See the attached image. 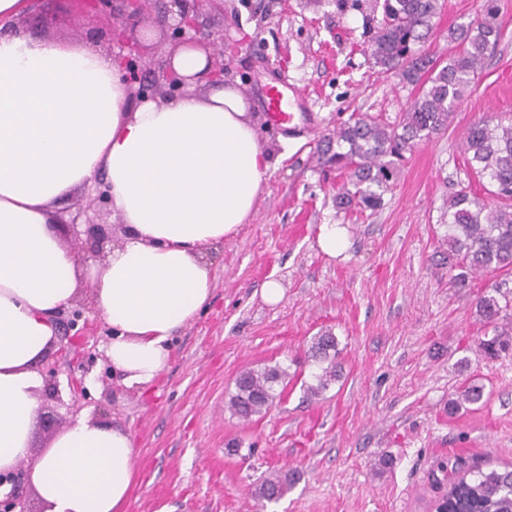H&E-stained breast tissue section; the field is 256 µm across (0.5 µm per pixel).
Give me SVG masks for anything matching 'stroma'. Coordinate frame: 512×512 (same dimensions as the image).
Returning a JSON list of instances; mask_svg holds the SVG:
<instances>
[{"label":"stroma","instance_id":"stroma-1","mask_svg":"<svg viewBox=\"0 0 512 512\" xmlns=\"http://www.w3.org/2000/svg\"><path fill=\"white\" fill-rule=\"evenodd\" d=\"M502 35L486 54L477 86L448 130L408 152L398 179L375 211L337 209L346 176L320 165L318 140L351 113L395 117L417 86L382 73L365 50V11H337L333 0H226L205 6L212 26L236 44L234 86L249 105L271 166L246 224L212 254L207 304L176 336L167 367L147 389L126 387L105 353L111 328L77 351L51 347L40 372L57 368L84 381L79 409L132 433L135 485L126 512H432L441 495L438 464L455 455L459 470L512 466V352L490 360L477 346L490 333L476 309L492 281L512 291V273L475 275L457 287L444 262L448 198L486 190L461 150L479 119L512 113V0H497ZM484 0H444L429 42L448 55V29L480 18ZM38 0L21 29L114 53L109 21L72 0L57 4L53 28L35 23ZM303 98L291 126L270 117V85ZM346 232L337 256L318 245L321 225ZM282 288L269 303L264 286ZM331 331L340 376L318 399L306 388L319 372L308 348ZM280 366L282 400L242 423L226 408L240 371ZM470 382L482 404L449 414ZM66 407L39 397L31 448L16 465L29 472L72 420ZM296 480L276 503L252 496L270 471Z\"/></svg>","mask_w":512,"mask_h":512}]
</instances>
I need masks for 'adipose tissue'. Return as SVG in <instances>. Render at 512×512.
<instances>
[{
  "instance_id": "adipose-tissue-1",
  "label": "adipose tissue",
  "mask_w": 512,
  "mask_h": 512,
  "mask_svg": "<svg viewBox=\"0 0 512 512\" xmlns=\"http://www.w3.org/2000/svg\"><path fill=\"white\" fill-rule=\"evenodd\" d=\"M27 7L0 0V472L28 452L44 387L37 365L81 277L112 327L113 371L129 388L151 383L209 299L206 249L246 222L270 168L237 89L200 81L203 51L172 56L191 79L182 96L136 104L112 56L8 33ZM98 174L126 234L105 264L82 269L49 226ZM28 481L46 512H124L133 436L79 417Z\"/></svg>"
}]
</instances>
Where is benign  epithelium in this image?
<instances>
[{"label":"benign epithelium","mask_w":512,"mask_h":512,"mask_svg":"<svg viewBox=\"0 0 512 512\" xmlns=\"http://www.w3.org/2000/svg\"><path fill=\"white\" fill-rule=\"evenodd\" d=\"M153 2L157 20L164 38L178 47L202 49L207 54L208 65L204 78L210 82L232 80L233 58L225 57L224 30H212L202 20L201 3L204 0H77L88 15H105L112 18V43L127 53L118 56L122 77L134 100L171 98L185 90L188 78L173 69L171 56H160L153 61L154 75L147 81L143 76L141 49L148 41V34L138 29L144 4ZM87 250L93 257L105 258L104 244L109 236L102 224H88L84 230ZM12 490L0 500V512H42L30 504L25 474L17 473L10 479Z\"/></svg>","instance_id":"benign-epithelium-1"}]
</instances>
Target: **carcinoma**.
Instances as JSON below:
<instances>
[{"label": "carcinoma", "mask_w": 512, "mask_h": 512, "mask_svg": "<svg viewBox=\"0 0 512 512\" xmlns=\"http://www.w3.org/2000/svg\"><path fill=\"white\" fill-rule=\"evenodd\" d=\"M366 19L376 22V31L366 47L374 64L384 73L420 87L397 120L386 121L367 113H353L336 127L333 135L317 146L320 163L347 174V185L336 194V208L361 212L382 206L383 194L397 179L404 154L418 143L448 129L455 109L476 87L489 48L501 36L494 0H485L483 17L448 29V59L418 54L435 29L440 0H369ZM467 165L493 190L489 194L506 201L492 205L461 189L448 198V271L461 285L477 273L512 270V117L472 123L464 135ZM492 294L477 299L479 313L493 323L492 336L479 342L489 358L512 351V298L499 302L498 285ZM336 337L325 331L314 337L311 358L320 364L317 384L307 387L316 399L337 378ZM288 378L279 366L246 369L235 380L229 408L242 422L266 415L280 394L276 386ZM483 387L471 384L451 402L454 409L476 404ZM294 480L291 471L269 473L255 488L259 501L276 502ZM456 512H512V470L470 472L461 484Z\"/></svg>", "instance_id": "cac0c4a2"}]
</instances>
